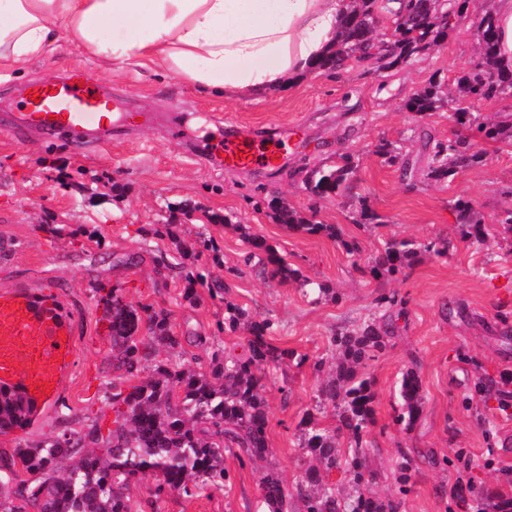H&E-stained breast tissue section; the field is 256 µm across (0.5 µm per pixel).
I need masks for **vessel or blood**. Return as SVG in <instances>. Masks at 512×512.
Returning a JSON list of instances; mask_svg holds the SVG:
<instances>
[{
    "label": "vessel or blood",
    "instance_id": "1",
    "mask_svg": "<svg viewBox=\"0 0 512 512\" xmlns=\"http://www.w3.org/2000/svg\"><path fill=\"white\" fill-rule=\"evenodd\" d=\"M7 131L21 141L33 132L48 141L63 138L89 151L112 140L109 100L98 80L80 70L58 83L34 82ZM223 151L225 168H265L281 146L229 132ZM76 356L73 321L61 301L26 286L0 293V391L25 402L28 424L43 420L57 401Z\"/></svg>",
    "mask_w": 512,
    "mask_h": 512
}]
</instances>
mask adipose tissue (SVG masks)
<instances>
[{"label":"adipose tissue","instance_id":"ef3b65f1","mask_svg":"<svg viewBox=\"0 0 512 512\" xmlns=\"http://www.w3.org/2000/svg\"><path fill=\"white\" fill-rule=\"evenodd\" d=\"M352 0H0V71L62 41L119 70L161 67L227 99L311 76Z\"/></svg>","mask_w":512,"mask_h":512}]
</instances>
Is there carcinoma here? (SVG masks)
<instances>
[{
	"instance_id": "cac0c4a2",
	"label": "carcinoma",
	"mask_w": 512,
	"mask_h": 512,
	"mask_svg": "<svg viewBox=\"0 0 512 512\" xmlns=\"http://www.w3.org/2000/svg\"><path fill=\"white\" fill-rule=\"evenodd\" d=\"M356 6L343 23L340 41L334 50L318 63V69L339 73L351 59L371 62L379 70L405 66L419 54L440 45L448 37L452 20L461 16L468 0H408L406 6L393 7V0H354ZM391 14L394 29L380 39L378 24L382 15ZM476 29L480 62L457 82L458 94L443 98L434 83L416 91L406 108L417 114L438 109L443 102L454 112L455 121L465 133L436 143L429 155L427 176L436 181H453L464 169L481 158L477 147L488 141H512V120L494 123L472 105L503 97H512V72L497 66V39L491 9H486ZM354 169L349 157L334 168L315 167L304 177L305 190L322 199L350 193L354 189ZM459 223L470 228L471 243L482 245L488 236L484 216L471 201H452ZM278 220L290 227L309 232L323 229L321 224H305L295 218L284 205L275 207ZM408 239L383 241L376 254L365 260L370 273L382 270L391 275L402 271L405 260L420 247ZM250 247L267 255L274 273L288 274V266L263 240L254 238ZM441 253L437 244L424 246ZM152 341L134 336L138 313L121 298L112 295V359L129 376L140 371L142 363L155 354L154 342L175 348L178 340L169 334L167 320L148 315ZM248 350L242 356L213 354L217 372L208 377L179 364L161 362L156 365L158 378L151 383L134 386L128 394H112L116 405L115 428L106 446L78 454L82 437H56L36 448H20L17 457L21 468L42 474L35 482H5L7 491L0 497V512H132L126 490L131 482L148 473L162 476L154 496L161 499L169 492L192 496L204 488L220 489L230 481L224 468V453H229L243 466L269 451L268 417L263 392L266 368L288 356L271 344L275 331L269 319L246 323ZM387 328L381 317L369 318L352 330L336 333L329 340V352L336 356V376L319 391L320 402L336 408V426H314L302 435L301 447L311 453L318 464L304 470L289 491L274 472L260 482L262 501L268 512H397L399 503L375 496L372 486L377 473L369 464V449L363 438L373 423L374 392L371 381L358 368L373 360L386 345ZM400 409L395 422L411 429L419 419L424 395L421 381L412 370L403 373L399 385ZM27 413L23 401L0 393V429L22 424ZM348 435L347 451L338 439ZM78 455L64 474L59 463ZM344 475L352 492L347 493L330 479L333 471ZM413 462L406 453L392 471L399 492L408 490Z\"/></svg>"
}]
</instances>
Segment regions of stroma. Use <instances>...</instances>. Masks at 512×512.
Masks as SVG:
<instances>
[{
	"instance_id": "obj_1",
	"label": "stroma",
	"mask_w": 512,
	"mask_h": 512,
	"mask_svg": "<svg viewBox=\"0 0 512 512\" xmlns=\"http://www.w3.org/2000/svg\"><path fill=\"white\" fill-rule=\"evenodd\" d=\"M484 0L469 8L444 43L411 64L384 72L349 63L265 98L226 100L163 70L119 71L83 56L71 43L0 79V118L16 111L27 84L57 82L67 73L93 72L110 95L112 124L126 138L94 153L63 141H14L0 132V290L19 285L59 297L74 321L77 359L55 407L22 432L0 434V474L18 449L50 437L107 438L114 427V389L130 392L154 374L145 363L130 380L112 360V332L104 296L114 293L134 309L166 316L186 367L211 373L212 354H243L248 333L229 330L226 304L246 320L270 319L274 346L293 351L270 366L264 399L269 421L267 458L239 465L225 456L233 479L194 496L172 492L154 499L149 474L127 494L136 512H265L259 479L267 469L294 487L310 461L301 448L304 419L334 425V408L319 403L324 378L315 363L328 357L329 338L354 328L377 310L378 296L394 297L391 332L365 371L375 394L366 440L378 471L375 491L400 499V512H490L492 497H512V409L474 389L478 379L512 392V230L493 223L512 206V145L484 143L483 161L452 183L427 176V140L445 141L460 128L448 108L418 115L408 98L435 81L453 85L478 62L475 22ZM179 115L180 132L164 123ZM254 132L275 129L285 148L276 167L230 171L202 166L190 149H215L226 125ZM401 145L396 160L376 154L380 141ZM354 165L352 193L321 200L302 183L305 167ZM471 200L491 220V239L472 246L452 199ZM283 202L311 223L310 233L278 221L271 202ZM369 209L376 221L361 219ZM168 224L172 236L153 234ZM335 226L329 237L324 225ZM257 236L291 271L271 276L246 262ZM412 239L422 248L396 276L371 274L365 260L383 240ZM430 242L445 254L425 251ZM198 272L186 281L187 271ZM329 295L313 302L303 280ZM414 370L425 395L412 429L393 421L397 382ZM415 460L407 494L390 470L400 453Z\"/></svg>"
}]
</instances>
